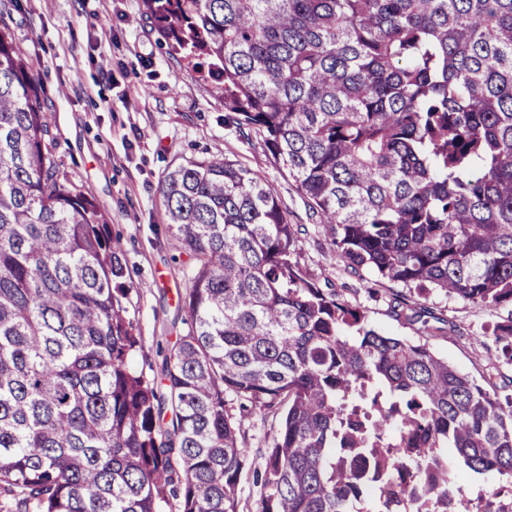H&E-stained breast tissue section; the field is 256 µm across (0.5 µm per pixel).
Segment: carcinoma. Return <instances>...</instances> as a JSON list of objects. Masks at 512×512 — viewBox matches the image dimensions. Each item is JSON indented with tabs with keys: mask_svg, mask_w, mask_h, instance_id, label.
<instances>
[{
	"mask_svg": "<svg viewBox=\"0 0 512 512\" xmlns=\"http://www.w3.org/2000/svg\"><path fill=\"white\" fill-rule=\"evenodd\" d=\"M143 3L339 260L413 293L421 335L445 331L434 291L512 305V0ZM30 72L0 31V512H237L229 395L281 413L261 512H360L369 491L448 512L450 454L512 488V401L312 278L273 190L223 155L160 183L197 264L148 382L122 245L57 179ZM492 336L512 362V324ZM503 488L455 512H512Z\"/></svg>",
	"mask_w": 512,
	"mask_h": 512,
	"instance_id": "1",
	"label": "carcinoma"
}]
</instances>
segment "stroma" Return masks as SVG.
<instances>
[{"label": "stroma", "instance_id": "obj_1", "mask_svg": "<svg viewBox=\"0 0 512 512\" xmlns=\"http://www.w3.org/2000/svg\"><path fill=\"white\" fill-rule=\"evenodd\" d=\"M0 30L32 65L59 181L93 198L122 244L128 314L142 344L135 365L146 379L160 380L168 346L186 329L179 294L195 264L168 230L160 182L170 166L217 153L264 176L291 223L303 229L301 261L313 278L329 280L376 328L420 339L418 324L395 306L406 287L344 267L287 174L256 139L225 123L223 99L186 68L142 0H0ZM427 304L448 325L446 333L430 337V347L476 380L493 377L500 398H512V364L498 360L489 335L512 322V309H488L440 292ZM234 414L249 448L237 510L260 512L256 472L279 416L252 407Z\"/></svg>", "mask_w": 512, "mask_h": 512}]
</instances>
